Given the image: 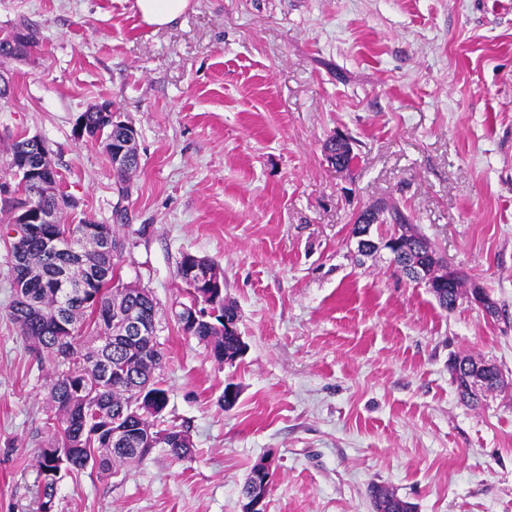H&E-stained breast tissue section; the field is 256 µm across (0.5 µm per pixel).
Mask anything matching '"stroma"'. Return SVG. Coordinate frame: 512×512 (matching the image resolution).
I'll use <instances>...</instances> for the list:
<instances>
[{"label":"stroma","instance_id":"obj_1","mask_svg":"<svg viewBox=\"0 0 512 512\" xmlns=\"http://www.w3.org/2000/svg\"><path fill=\"white\" fill-rule=\"evenodd\" d=\"M23 24L42 46L0 63V184L14 136H41L78 201L66 222L123 240L121 281L166 311L182 254L213 260L247 345L221 364L162 320L164 417L192 457L68 475L55 512H242L266 458V512H373L375 485L416 512H512V388L466 403L448 369L470 355L512 378V0H190L161 28L136 0H0V30ZM103 101L137 133L125 199L74 134ZM338 133L346 171L323 149ZM381 203L499 317L359 255L355 217ZM7 261L0 240V512H31L49 371L8 317ZM324 149L336 160L335 162L331 161V164L335 165L336 168L348 170L357 159V154L353 152L350 143L343 140L336 142V139L332 138L325 143Z\"/></svg>","mask_w":512,"mask_h":512}]
</instances>
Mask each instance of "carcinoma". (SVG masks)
<instances>
[{
  "label": "carcinoma",
  "instance_id": "obj_1",
  "mask_svg": "<svg viewBox=\"0 0 512 512\" xmlns=\"http://www.w3.org/2000/svg\"><path fill=\"white\" fill-rule=\"evenodd\" d=\"M111 103L94 105L96 111L84 112L86 137L99 140L107 156H112V140L120 131L112 126L103 109ZM324 149L335 159L333 165L350 169L357 159L350 143L334 138L325 143ZM139 160L126 167H112V178L118 194L127 193L131 175L137 170ZM16 192L36 205L53 209L61 215L77 206L75 199L55 187L46 196L34 191L27 177L18 179ZM376 224H391L397 232L406 235L407 248H416L423 257L436 255L428 239L410 225V219L397 206L367 209ZM98 226L83 220L75 226L64 222L41 224L40 233L14 238L8 273L12 293L8 314L38 361L51 366L49 375V402L57 422L53 441L47 448L38 450L36 466L38 490L33 512H54L58 480L55 471L79 473L87 468L109 474L117 463H141L152 452L150 439L156 434L171 436L165 451L181 461L192 453L193 445L176 440L184 430L163 419L168 403V390L156 375L161 367V348L131 339L116 340L110 336L112 326V298L119 280L117 258L124 244L112 232V226L102 225L107 231L110 250L100 253L85 248L77 254L55 252L47 248L44 238L62 233L73 227ZM29 258L36 270L35 276L22 283L14 275L13 256L17 251ZM81 271L71 282L58 278L65 266ZM200 270L204 276L200 291L209 295L208 315L190 324L181 318V312L172 311L173 317L187 335L206 343L218 362L224 356L242 353L240 336L224 332V316L238 315L232 302H224L219 286L224 284V271L213 261L196 254L182 255L177 271L187 266ZM125 310L144 313L160 311L152 292L141 288L125 301ZM68 325L71 332L58 334V322ZM120 420L130 424L135 433L118 442L112 440V423ZM374 512H415V507L393 492L374 486L371 489Z\"/></svg>",
  "mask_w": 512,
  "mask_h": 512
}]
</instances>
